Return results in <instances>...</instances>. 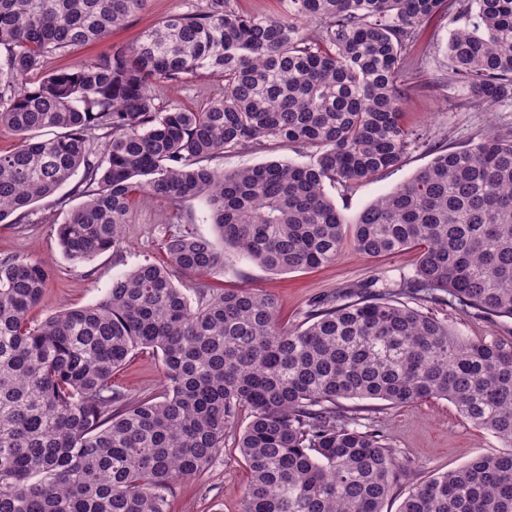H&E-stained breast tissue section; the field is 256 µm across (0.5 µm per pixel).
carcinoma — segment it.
I'll use <instances>...</instances> for the list:
<instances>
[{"label":"carcinoma","instance_id":"carcinoma-1","mask_svg":"<svg viewBox=\"0 0 512 512\" xmlns=\"http://www.w3.org/2000/svg\"><path fill=\"white\" fill-rule=\"evenodd\" d=\"M280 2L270 17L190 0L134 43L29 86L46 56L107 38L147 0H0V130L20 139L0 153V223L70 183L82 202L58 239L73 262L120 249L140 191L178 209L204 202L224 240L170 233L166 262L39 323L44 266L0 258V512H167L172 485L224 455L242 414L241 512H383L406 468L351 399H445L502 445L414 483L399 512H512V342L362 295L317 302L288 328L273 296L207 280L232 256L290 272L347 243L368 257L414 248L399 294L512 319V135L439 151L352 220L324 191L399 165L419 141L400 119L402 45L443 10L468 17L446 47L467 107L512 100V0ZM203 74L224 76V97L156 103L154 82ZM267 142L310 161L211 165ZM180 276L197 279L196 305ZM142 349L161 355L159 400L112 388Z\"/></svg>","mask_w":512,"mask_h":512}]
</instances>
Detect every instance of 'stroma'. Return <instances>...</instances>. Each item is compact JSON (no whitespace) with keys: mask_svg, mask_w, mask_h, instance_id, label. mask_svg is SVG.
<instances>
[{"mask_svg":"<svg viewBox=\"0 0 512 512\" xmlns=\"http://www.w3.org/2000/svg\"><path fill=\"white\" fill-rule=\"evenodd\" d=\"M185 0H149L124 26L104 40L44 59L41 72L79 64L111 47L131 42L168 16L184 11ZM455 20L434 18L402 50L405 67L399 81L404 91V125L419 134L420 142L408 150L402 163L352 187L329 184L327 196L337 209L353 217L377 199L393 191L426 167L436 149L458 148L477 142L486 132L512 130V101L489 111H475L465 104L466 90L448 80L445 48ZM153 92L160 105L199 109L224 94V80L213 75L191 77L180 85L157 83ZM305 162L306 156L284 145L225 153L218 165L224 170L253 167L270 161ZM78 197L69 188L33 204L28 220L0 224V257L24 255L41 261L48 272L43 298L31 312L41 321L72 307L92 305L103 299L113 277L138 264L165 260L164 239L174 231H187L212 241L220 236L203 202H187L175 210L167 201L147 193L131 198L123 228L120 252L107 251L90 261L75 264L62 252L56 225L47 221L63 208L75 207ZM418 253L407 250L373 258L344 250L336 262L312 271L272 272L244 259L233 260L213 277L226 288H253L272 295L280 320L299 324L317 301L348 294L369 285L381 293L394 292L400 281L413 277ZM426 311L448 321L459 334L475 339L497 337L512 341V319L465 314L447 304H426ZM112 385L132 397L160 396L164 386L162 361L152 350L137 351L112 376ZM368 422L378 429L410 469L385 501L383 512H397L411 483L463 466L478 455L500 449L491 433L476 428L444 399H432L404 407L373 402ZM248 481L245 464L235 448H227L222 460L200 475L178 482L167 495V512H240Z\"/></svg>","mask_w":512,"mask_h":512,"instance_id":"35a3bbf8","label":"stroma"}]
</instances>
